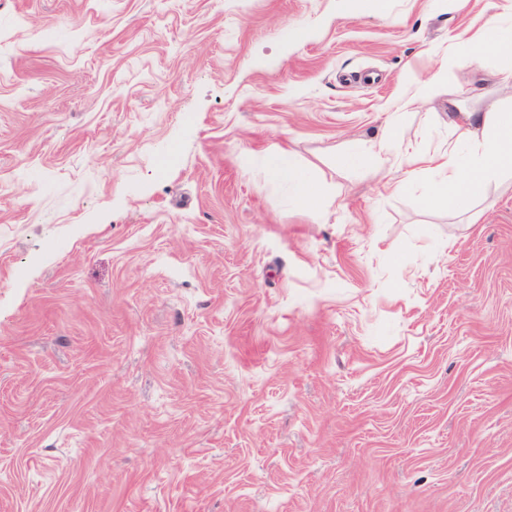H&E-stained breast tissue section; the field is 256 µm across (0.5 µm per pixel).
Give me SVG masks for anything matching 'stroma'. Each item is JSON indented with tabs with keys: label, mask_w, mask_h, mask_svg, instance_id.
Wrapping results in <instances>:
<instances>
[{
	"label": "stroma",
	"mask_w": 512,
	"mask_h": 512,
	"mask_svg": "<svg viewBox=\"0 0 512 512\" xmlns=\"http://www.w3.org/2000/svg\"><path fill=\"white\" fill-rule=\"evenodd\" d=\"M382 2L0 0V512H512V187L336 165L506 0ZM263 163L268 171L281 173L288 171L296 182L297 201L299 205L311 212L318 211L325 197L321 185L312 177L302 175L295 167L291 153L279 151L264 157Z\"/></svg>",
	"instance_id": "35a3bbf8"
}]
</instances>
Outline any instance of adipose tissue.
<instances>
[{
	"mask_svg": "<svg viewBox=\"0 0 512 512\" xmlns=\"http://www.w3.org/2000/svg\"><path fill=\"white\" fill-rule=\"evenodd\" d=\"M451 53L466 64H478L487 56H496L497 65L489 77L499 87L512 89V5L482 31L454 45ZM448 108L451 140L447 149L422 154L411 150L388 130L361 153L337 154V166H361L378 172L384 169L387 154L395 150L407 157L408 177L422 171L430 173L424 191L429 206L452 213L472 210L491 184L512 179V104L496 101L483 109L462 112L452 100ZM263 163L268 171L292 175L299 205L311 212L319 210L325 192L314 178L298 173L291 153L266 155Z\"/></svg>",
	"mask_w": 512,
	"mask_h": 512,
	"instance_id": "adipose-tissue-1",
	"label": "adipose tissue"
}]
</instances>
